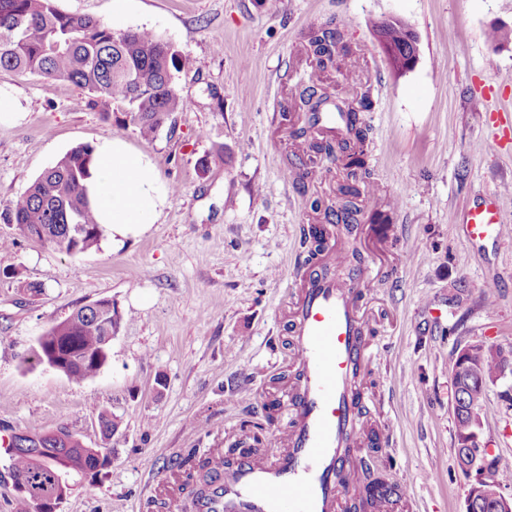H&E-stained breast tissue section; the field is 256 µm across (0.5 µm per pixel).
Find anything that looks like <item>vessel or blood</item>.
Segmentation results:
<instances>
[{
	"label": "vessel or blood",
	"mask_w": 512,
	"mask_h": 512,
	"mask_svg": "<svg viewBox=\"0 0 512 512\" xmlns=\"http://www.w3.org/2000/svg\"><path fill=\"white\" fill-rule=\"evenodd\" d=\"M505 229L493 198L472 209L462 227L473 240L501 238ZM366 274L359 269L343 282L306 275L291 309L298 379L290 430L267 461L245 458L228 468L211 451L214 480L197 512H336L347 492L336 471L353 465L345 451L360 442L354 400L371 360L359 315Z\"/></svg>",
	"instance_id": "1"
}]
</instances>
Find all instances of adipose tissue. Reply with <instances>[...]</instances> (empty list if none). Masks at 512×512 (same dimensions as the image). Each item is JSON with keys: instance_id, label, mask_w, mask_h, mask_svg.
I'll return each instance as SVG.
<instances>
[{"instance_id": "1", "label": "adipose tissue", "mask_w": 512, "mask_h": 512, "mask_svg": "<svg viewBox=\"0 0 512 512\" xmlns=\"http://www.w3.org/2000/svg\"><path fill=\"white\" fill-rule=\"evenodd\" d=\"M86 186L97 222L116 246L146 233L167 204L148 157L117 137L95 145Z\"/></svg>"}]
</instances>
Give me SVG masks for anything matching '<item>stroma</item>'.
Listing matches in <instances>:
<instances>
[{
  "mask_svg": "<svg viewBox=\"0 0 512 512\" xmlns=\"http://www.w3.org/2000/svg\"><path fill=\"white\" fill-rule=\"evenodd\" d=\"M113 30L145 28L189 53L176 76L186 101L170 128L142 139L120 105L102 120L72 83L0 70L28 115L0 126V512H17L6 441L15 432L66 428L112 450L59 512H191L188 495L161 499L187 454L256 442L264 460L290 416L297 352L286 297L298 294L300 225L313 200L331 205L341 163L305 187L284 183L299 160L281 115L294 81L313 72L301 41L312 26L344 22L353 54L322 85L372 105L367 165L353 238L330 234V253L359 250L368 267L365 341L375 388L368 423L384 427L389 482L409 492L410 512H463L470 487L455 458L449 365L469 343L512 346V141L489 112L512 111V0H55ZM400 18L419 58L392 68L374 34ZM118 137L147 155L167 205L140 238L101 240L72 257L23 236L5 211L72 147ZM500 146H493V139ZM500 194L501 240L464 238L467 210ZM109 298L123 316L107 364L81 383L30 361L40 336L71 312ZM116 416L103 439L100 414ZM482 419L501 468H512V409L490 388Z\"/></svg>",
  "mask_w": 512,
  "mask_h": 512,
  "instance_id": "35a3bbf8",
  "label": "stroma"
}]
</instances>
